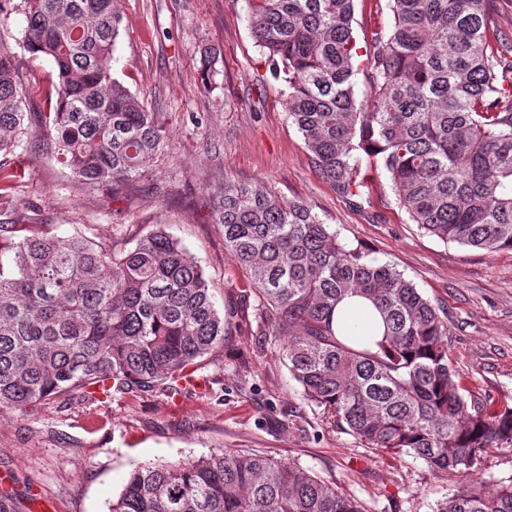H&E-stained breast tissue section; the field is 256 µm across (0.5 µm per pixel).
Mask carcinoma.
Masks as SVG:
<instances>
[{
  "instance_id": "1",
  "label": "carcinoma",
  "mask_w": 512,
  "mask_h": 512,
  "mask_svg": "<svg viewBox=\"0 0 512 512\" xmlns=\"http://www.w3.org/2000/svg\"><path fill=\"white\" fill-rule=\"evenodd\" d=\"M245 2L289 119L338 195L363 198V154L425 233L488 255L512 251V36L493 31L494 0H388L392 24L371 32L361 101L354 0ZM6 3L25 17L24 49L54 63L49 118L61 162L89 192L139 179L169 135L113 75L114 0H0V14ZM218 57L200 50L203 80ZM24 99L15 58L0 44L2 155L32 133ZM213 223L308 403L373 448L457 473L461 486L436 512H512V482L488 490L475 474L484 455L512 448V407H469L448 363L447 314L412 280L261 181L224 177ZM349 293L382 316L372 346L335 328ZM228 331L211 281L160 224L123 250L79 232L0 224V413L90 386L173 397ZM107 512L363 509L293 462L222 450L136 466Z\"/></svg>"
}]
</instances>
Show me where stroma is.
Wrapping results in <instances>:
<instances>
[{
  "label": "stroma",
  "instance_id": "obj_1",
  "mask_svg": "<svg viewBox=\"0 0 512 512\" xmlns=\"http://www.w3.org/2000/svg\"><path fill=\"white\" fill-rule=\"evenodd\" d=\"M117 9L113 74L153 112L170 150L150 160L133 187L88 193L46 149L49 130L40 128L0 158V222L59 236L81 231L120 248L164 225L211 280L230 330L196 371L205 387L181 396L156 390L94 399L79 390L0 415V489L13 492L21 512H106L136 465L224 449L295 462L336 483L364 512H435L456 492L457 474L368 447L302 398L278 358L279 337L259 319L247 277L211 222L212 199L225 176L263 181L413 280L447 312L448 362L476 405L512 406V252L488 255L424 233L369 159L361 161L367 188L359 202L320 179L288 117L283 86L251 37L244 0H117ZM25 26L16 13L0 18V43L15 56L28 111L44 113L56 71L24 51ZM209 44L224 60L205 85L199 51Z\"/></svg>",
  "mask_w": 512,
  "mask_h": 512
}]
</instances>
